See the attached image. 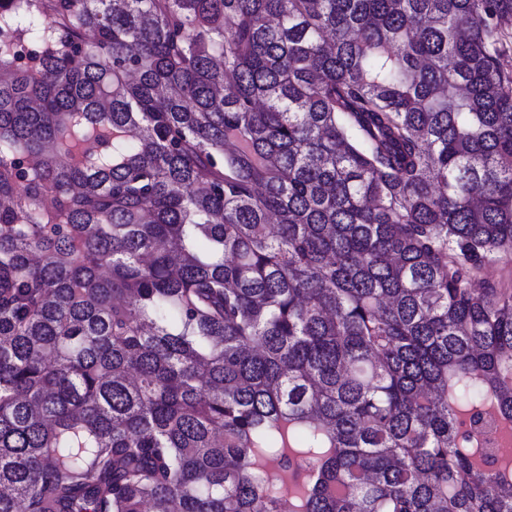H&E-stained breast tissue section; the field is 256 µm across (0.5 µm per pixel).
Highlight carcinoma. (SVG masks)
Here are the masks:
<instances>
[{"label":"carcinoma","mask_w":512,"mask_h":512,"mask_svg":"<svg viewBox=\"0 0 512 512\" xmlns=\"http://www.w3.org/2000/svg\"><path fill=\"white\" fill-rule=\"evenodd\" d=\"M510 50L512 0H0V512H512ZM478 282L494 285L496 288L512 290V255L499 254L483 267Z\"/></svg>","instance_id":"obj_1"}]
</instances>
